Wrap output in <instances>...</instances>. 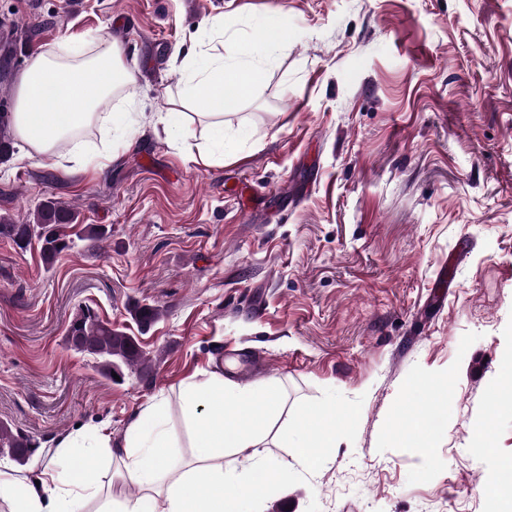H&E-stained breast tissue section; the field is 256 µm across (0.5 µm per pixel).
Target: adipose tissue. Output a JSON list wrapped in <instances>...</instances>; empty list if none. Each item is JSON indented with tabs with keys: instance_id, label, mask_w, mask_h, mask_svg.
Instances as JSON below:
<instances>
[{
	"instance_id": "adipose-tissue-1",
	"label": "adipose tissue",
	"mask_w": 512,
	"mask_h": 512,
	"mask_svg": "<svg viewBox=\"0 0 512 512\" xmlns=\"http://www.w3.org/2000/svg\"><path fill=\"white\" fill-rule=\"evenodd\" d=\"M171 66L179 75L177 100L161 118L165 140L181 132V106L193 104L206 135L197 144L204 162L224 156V118L234 113L261 79L262 65L254 59L227 62L220 53H174ZM136 84L124 66L121 46L109 39L78 49L53 45L34 54L18 79L14 133L28 152L57 161L83 160L86 148L77 132L93 123L111 131L128 130L125 112L105 106ZM69 143L67 154L57 153ZM257 391L225 380L216 369L202 380L187 381L180 392L189 445L195 466L181 467L172 454L179 436L169 427L165 401L146 406L126 428L120 466L113 480L140 486L133 499L103 489L97 462L115 457L112 436L105 429L70 433L58 439L48 463L36 480L0 471V499L11 512H240L243 502L259 492L257 474L267 484L288 480V465L265 459L259 452L267 434L255 425ZM249 452L250 464L240 471L224 465V451Z\"/></svg>"
}]
</instances>
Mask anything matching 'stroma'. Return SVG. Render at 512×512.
I'll use <instances>...</instances> for the list:
<instances>
[{
  "label": "stroma",
  "mask_w": 512,
  "mask_h": 512,
  "mask_svg": "<svg viewBox=\"0 0 512 512\" xmlns=\"http://www.w3.org/2000/svg\"><path fill=\"white\" fill-rule=\"evenodd\" d=\"M224 20L225 57L269 60L207 166L197 127H152L178 80L175 51ZM23 27L14 71L48 45L118 39L136 77V131L107 169L67 172L15 149L0 162V214L44 198L74 206L73 250L52 266L0 238V422L35 439L36 476L55 440L106 425L113 441L149 403L178 401L214 361L255 362L247 385L289 417L335 410L336 445L311 469L292 431L270 440L288 482L256 512H512L488 490L512 460V414L488 397L512 358V0H0ZM88 224L107 241L82 240ZM159 306L149 329L132 304ZM138 338L148 379L102 376L66 343L78 308ZM447 390L412 392L419 380ZM444 405L430 457L390 438L424 400ZM493 420L489 452L473 428ZM261 43L263 48L264 59L268 60L271 55L286 48L288 44L287 31L275 24L267 26L261 35Z\"/></svg>",
  "instance_id": "stroma-1"
}]
</instances>
